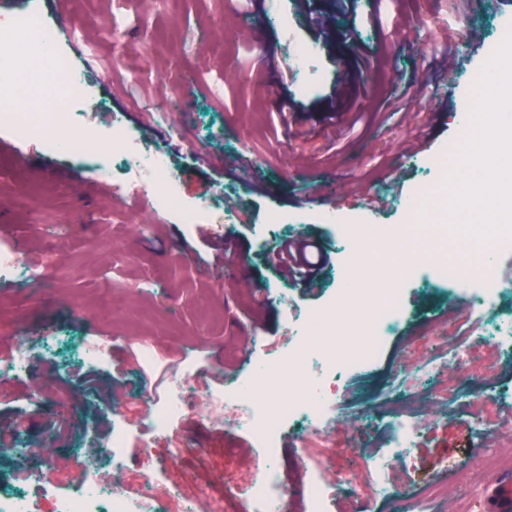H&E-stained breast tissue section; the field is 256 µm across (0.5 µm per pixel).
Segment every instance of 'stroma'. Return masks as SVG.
Listing matches in <instances>:
<instances>
[{
  "instance_id": "35a3bbf8",
  "label": "stroma",
  "mask_w": 512,
  "mask_h": 512,
  "mask_svg": "<svg viewBox=\"0 0 512 512\" xmlns=\"http://www.w3.org/2000/svg\"><path fill=\"white\" fill-rule=\"evenodd\" d=\"M267 2L23 0L24 8L65 27L58 49L85 81L80 93L65 86L59 96L88 104L96 135L57 157L0 126V240L21 246L30 264H41L50 248L64 262L48 294L0 287V359L12 355L21 337L48 329L112 339L104 367L61 370L42 358L33 376L0 381V431H12L22 419L28 440L66 437L67 446L51 460L59 481L77 472L72 445L89 436L108 439L116 413L138 427L139 414L127 401L148 396L143 379L190 364L204 372L198 381L203 392L249 372L240 351L253 338L262 340V356H276L290 340L287 312L320 308L335 294L336 268L347 257L339 244L346 226L409 223L403 201L436 175L435 159L456 139L458 117L480 111L474 80L501 24L512 23V0H479L463 15L453 14L448 0H356L340 15L336 0H284L297 35L319 51L324 79L304 95L295 88L287 35ZM331 12L336 32L328 38L313 19ZM109 20L123 28L119 40L99 37ZM354 38L364 60L348 49ZM283 110L292 114L291 127L280 122ZM415 112L429 142L403 165L399 158L413 128L408 116ZM116 120L135 139L165 149L186 204L223 197L234 221L217 215L186 224L178 212L141 209L139 184L95 176L89 156ZM244 151L252 167L226 175L225 155ZM381 160L402 168L400 185L372 180ZM361 181L386 196L384 210H372L354 194ZM272 208L290 234L332 240L333 265L318 299L303 297L265 265L257 240ZM228 235L235 254L219 270L205 258L211 244ZM281 290L287 302L278 299ZM402 293L410 317L400 335L415 337L425 351L442 349L455 334L458 312L431 262L411 273ZM437 312L446 313V323L418 335L419 323ZM392 369V354L384 352L360 377L357 396L349 397L343 384L338 401L362 420L377 419ZM483 411L479 398L464 410L436 406L412 451V466L392 474L395 497L372 498L370 512H406L433 481L457 494L430 512H483L479 493L467 488L480 461L472 422ZM177 441L184 451L169 458ZM327 445V456L343 469L336 485L341 503L368 481L371 462L347 429L335 428ZM304 452L297 429H285L277 465L288 489L286 512H307ZM260 454L245 431L192 413L175 436L155 439L151 460L161 481L177 491L170 512H182L197 496L223 499L224 512H246L231 486Z\"/></svg>"
}]
</instances>
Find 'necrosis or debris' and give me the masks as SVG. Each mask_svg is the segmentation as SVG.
<instances>
[{"mask_svg":"<svg viewBox=\"0 0 512 512\" xmlns=\"http://www.w3.org/2000/svg\"><path fill=\"white\" fill-rule=\"evenodd\" d=\"M21 35L27 39L29 53H41L44 59L39 69L23 74L19 71L21 59L0 56V78H6L13 93L33 94L60 82L78 86V73L57 50L56 28L37 10L15 15L5 24L0 22L1 43H11ZM1 123L9 125L16 139L39 140L54 155L89 133L70 111L1 112ZM490 127L498 134H511L512 114L467 113L459 136L440 153L437 180L423 185L406 204L417 224L347 229L349 240L396 255L392 276L359 268L357 260H350L338 273L342 287L334 301L323 309L302 313L297 340L277 358L259 359L252 380H231L201 402L192 374H178L162 403L138 402L139 430L116 418L109 440L85 442L76 448L81 474L66 488H59L45 469L27 468L18 489L0 492V512H42L46 500L53 501L55 512H168L173 491L161 485L152 467L131 470L126 450L135 440L151 447L153 438L170 433L176 421L197 403L213 423L247 431L254 446L263 452L261 465L242 490L250 512H284L286 492L275 460L281 432L288 425L297 427L315 455L307 489L308 512H336L335 478L318 456L327 432L336 425L337 413L327 403L328 389L350 372L367 370L378 359L387 334L404 317L401 282L414 263L431 256L442 277L455 286L465 314L458 319L448 348L440 354L423 355L412 380L391 374L395 416L385 425L380 447L369 449L371 479L365 488L351 492L347 512H367L369 499L392 495L389 474L395 467L409 464L423 424L415 404L422 383L435 382L440 398L454 403L459 398L455 372H466L470 389L481 390L498 384L501 358L512 355V309L500 305L502 297L512 294V279L501 276L497 269L498 258L512 253V151L486 158L479 167L464 164L468 156L479 154L482 136ZM100 151L112 167L113 178L136 176L148 187L154 207L180 210L185 223H195L200 212L218 206L214 200L182 206L165 150L136 142L122 125H113ZM481 183L486 186L484 195L473 196L470 185ZM473 209L482 211L487 221L474 229L468 240V257L449 262L447 236L457 227L448 217ZM58 269L55 255H47L42 264L34 266L13 245L0 246V278L18 287H48ZM478 328L492 340L496 355L476 367L471 363L469 344ZM271 378L281 379L287 387L273 408L265 404L259 392L260 385ZM477 429L487 436L482 468L495 473L512 470V458L503 453L512 446V420L489 418L478 422Z\"/></svg>","mask_w":512,"mask_h":512,"instance_id":"1","label":"necrosis or debris"}]
</instances>
